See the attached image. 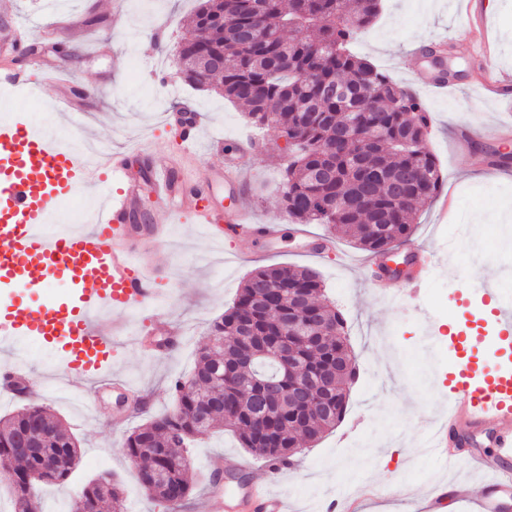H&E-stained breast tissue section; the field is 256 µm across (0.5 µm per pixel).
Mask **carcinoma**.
I'll return each instance as SVG.
<instances>
[{"label": "carcinoma", "mask_w": 512, "mask_h": 512, "mask_svg": "<svg viewBox=\"0 0 512 512\" xmlns=\"http://www.w3.org/2000/svg\"><path fill=\"white\" fill-rule=\"evenodd\" d=\"M382 0H198L187 49L178 56L185 82L247 110L256 125L292 142L283 169L282 207L302 224H325L338 238L380 253L413 231L417 206L436 196L442 177L433 155L421 150L431 118L411 92L351 49L373 24ZM326 81L339 82L362 104L320 98ZM381 224L373 236L367 225ZM267 303L256 302L258 289ZM316 271L288 266L249 274L235 301L211 325L193 372L173 386L175 407L127 437L126 455L140 461V484L168 504L189 501L196 481L192 463L178 452L198 435L228 422L240 444L273 472L303 440L316 441L342 421L357 377L346 322L321 300ZM308 311L320 318L313 339L284 329L286 317ZM241 336H259L266 350L249 351ZM287 341L295 372L284 377L271 350ZM316 389L313 405L267 413L264 392L288 386ZM54 455L59 470H41ZM79 440L47 407L32 403L0 418V461L11 512H41L36 484L65 482L78 465ZM123 512L121 483L112 475L91 480L71 512H102L105 496Z\"/></svg>", "instance_id": "1"}]
</instances>
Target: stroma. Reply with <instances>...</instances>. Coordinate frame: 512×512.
<instances>
[{"instance_id": "1", "label": "stroma", "mask_w": 512, "mask_h": 512, "mask_svg": "<svg viewBox=\"0 0 512 512\" xmlns=\"http://www.w3.org/2000/svg\"><path fill=\"white\" fill-rule=\"evenodd\" d=\"M112 2L54 0L49 8L45 0H18L23 23L57 15L83 17L92 11L109 25L96 29L83 24L65 31L61 41L73 49L70 58L47 51L36 59L23 51L16 55L32 81H41L43 68L64 65L82 92L98 99L99 109L87 118L83 134H75L48 88L36 106L13 112L14 121L42 123L67 146L78 145L86 135L97 137L113 149L128 151L134 169L147 153L170 155L175 174L183 180L223 165L220 140L254 139L261 149L243 160L246 200L256 222L282 225L285 234L280 253L266 255L260 247L242 246L239 259L231 261L229 243L207 241L190 217L169 222L150 188H143L141 206L150 223L166 225L169 249L158 252L145 244L141 258L163 288L158 313L181 326L187 338L177 350L146 355L136 338L152 327L148 312L104 311L97 326L112 339L111 374L149 393L150 412L172 410L171 381L192 371L199 348L209 341L211 324L231 306L247 276L259 267L312 268L324 283L326 300L346 318L358 380L343 421L320 440L304 443L292 468L271 476L272 489L288 500V512H325L328 499L357 495L362 485L379 477L397 487V494L365 501L361 512H420L423 500L443 480L482 486L483 476L468 466L448 469L436 457L420 453L432 419L448 407V375L458 359L448 336L431 339L418 310L426 307L437 316L479 327L476 361L487 369L502 363L494 319L486 315L481 293L468 287L463 270L493 267L499 282L512 284V262L504 260L512 254V240L504 234L506 220L512 219V175L496 180L486 175L493 135L499 122L512 114V99L483 97L473 84L489 60L503 78L512 79V0H495L487 12L488 59L476 54L467 0H382L379 16L354 44L360 57L425 104L432 118L426 145L440 164L443 192L452 196V208L444 216L433 202L420 205L412 237L425 241L440 260L418 294L399 302L372 293L370 271L364 266L368 253L349 240H338L334 252L319 257L300 254V242L291 234L293 222L280 205L282 160L275 149L276 131L252 125L242 107L191 88L182 78L176 48L188 34L195 0H122L118 15ZM100 39L111 43L109 56L91 55ZM441 40L447 41L449 64L460 78L449 83L447 93L437 94L425 83L428 67L417 48ZM184 102L204 115V145L191 153L174 126L163 122L164 114ZM460 126L478 137L466 152L454 137ZM2 360L28 364L34 402L48 406L81 443L79 463L66 483L38 485L43 512H70L86 482L106 474L122 481L125 512H169L143 490L125 455L123 444L135 423L114 425L115 391L88 399L85 383L69 381L61 360L33 341L0 351ZM227 454L252 459L232 429L199 436L190 449L195 479H203L209 465L219 464Z\"/></svg>"}]
</instances>
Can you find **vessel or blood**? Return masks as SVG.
Wrapping results in <instances>:
<instances>
[{
	"mask_svg": "<svg viewBox=\"0 0 512 512\" xmlns=\"http://www.w3.org/2000/svg\"><path fill=\"white\" fill-rule=\"evenodd\" d=\"M46 26H12L7 40L18 48L45 37ZM54 101L74 130H81L94 104L78 94L67 71L51 78ZM238 159L225 154L224 165L192 185L180 184L164 155L148 157V171L141 174L126 164L125 153L107 147L95 156L71 150L51 137H42L18 122H0V285L41 288V303L19 314L12 300H0V348L34 339L61 357L68 377L92 380L95 389L112 382L103 368L112 354V340L103 335L94 317L100 308L120 312L154 307L157 280L142 265L129 225L137 211L142 180H149L159 203L180 198L208 235L233 233L235 240L272 249L282 238L278 224L251 221L244 206L227 209L212 197V186L242 192ZM123 189L113 195L112 182ZM87 189L102 197L101 211L93 225L82 231L49 228L57 203ZM68 281L70 294L60 297L48 289L51 277ZM92 289H85V282ZM477 283L490 306L498 339L512 344V302L503 300L491 275L479 274ZM417 286L412 277H382L373 292L397 301ZM486 437L492 455L473 452L469 461L490 475L476 499L477 512H499V496L512 487V367L480 368L464 358L448 393V410L429 429L425 449L445 466L460 459L457 446ZM223 479L211 480L197 512H286L282 498L270 492L264 469L225 456Z\"/></svg>",
	"mask_w": 512,
	"mask_h": 512,
	"instance_id": "vessel-or-blood-1",
	"label": "vessel or blood"
}]
</instances>
